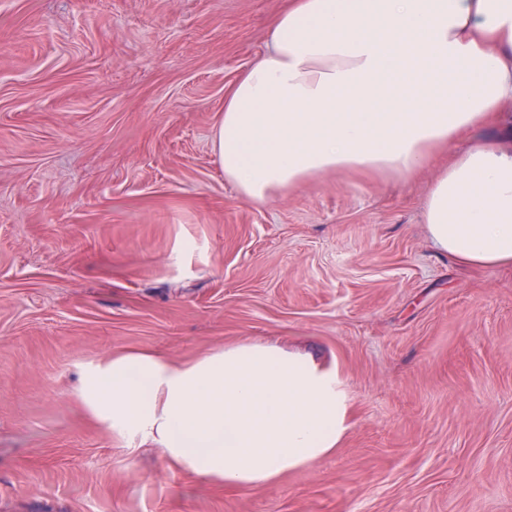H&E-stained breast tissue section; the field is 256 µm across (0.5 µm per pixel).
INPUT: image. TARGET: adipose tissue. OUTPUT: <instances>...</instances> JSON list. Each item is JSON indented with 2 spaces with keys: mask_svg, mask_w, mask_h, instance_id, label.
Returning a JSON list of instances; mask_svg holds the SVG:
<instances>
[{
  "mask_svg": "<svg viewBox=\"0 0 512 512\" xmlns=\"http://www.w3.org/2000/svg\"><path fill=\"white\" fill-rule=\"evenodd\" d=\"M512 0H288L267 48L228 86L213 148L261 203L325 173L408 182L444 150L423 222L462 267L512 268ZM83 399L182 469L248 490L313 465L348 429L336 369L269 343L191 364L128 353Z\"/></svg>",
  "mask_w": 512,
  "mask_h": 512,
  "instance_id": "obj_1",
  "label": "adipose tissue"
}]
</instances>
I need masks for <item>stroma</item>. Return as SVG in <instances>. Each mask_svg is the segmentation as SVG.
I'll return each instance as SVG.
<instances>
[{
  "instance_id": "stroma-1",
  "label": "stroma",
  "mask_w": 512,
  "mask_h": 512,
  "mask_svg": "<svg viewBox=\"0 0 512 512\" xmlns=\"http://www.w3.org/2000/svg\"><path fill=\"white\" fill-rule=\"evenodd\" d=\"M284 0H0V512H512V271L430 244L413 183L263 203L212 150ZM267 341L335 364L336 450L240 491L119 433L83 372Z\"/></svg>"
}]
</instances>
